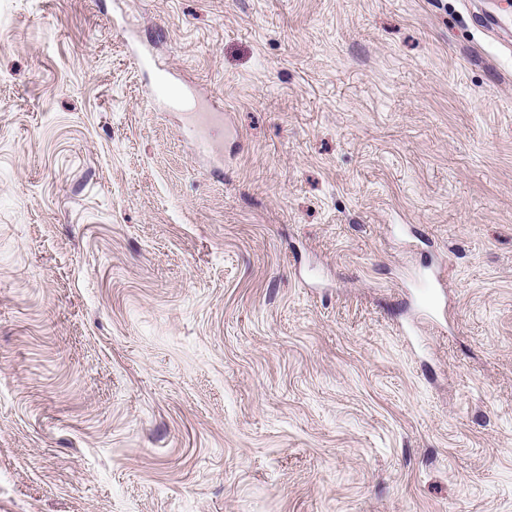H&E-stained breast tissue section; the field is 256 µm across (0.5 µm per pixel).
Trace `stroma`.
Masks as SVG:
<instances>
[{"mask_svg":"<svg viewBox=\"0 0 512 512\" xmlns=\"http://www.w3.org/2000/svg\"><path fill=\"white\" fill-rule=\"evenodd\" d=\"M504 13L0 0V512H512Z\"/></svg>","mask_w":512,"mask_h":512,"instance_id":"35a3bbf8","label":"stroma"}]
</instances>
